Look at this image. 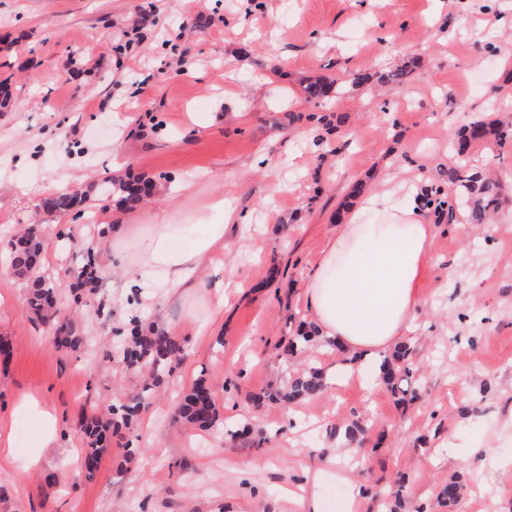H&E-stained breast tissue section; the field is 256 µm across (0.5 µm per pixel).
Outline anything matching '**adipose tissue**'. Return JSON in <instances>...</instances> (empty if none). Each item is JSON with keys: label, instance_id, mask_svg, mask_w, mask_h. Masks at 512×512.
Segmentation results:
<instances>
[{"label": "adipose tissue", "instance_id": "obj_1", "mask_svg": "<svg viewBox=\"0 0 512 512\" xmlns=\"http://www.w3.org/2000/svg\"><path fill=\"white\" fill-rule=\"evenodd\" d=\"M424 205L417 189L404 201L383 190L362 195L306 278L310 320L340 349L346 374L364 375L412 330L433 236ZM213 207L223 211V223L152 224L135 237L128 225L108 226L110 241L128 245L114 255L123 271L117 288L141 290L147 305L146 288L176 297L199 287L201 269L224 253L225 226L237 220L224 200Z\"/></svg>", "mask_w": 512, "mask_h": 512}]
</instances>
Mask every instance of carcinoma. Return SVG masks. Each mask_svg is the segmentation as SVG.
I'll return each instance as SVG.
<instances>
[{
  "mask_svg": "<svg viewBox=\"0 0 512 512\" xmlns=\"http://www.w3.org/2000/svg\"><path fill=\"white\" fill-rule=\"evenodd\" d=\"M412 68L404 63L393 69L384 71L376 76L366 73H355L352 75V86L361 87L372 79H377L383 84H396L404 82L411 74ZM337 80L328 76H318L309 81L305 86L307 100L319 103L330 97ZM499 132L497 121H477L469 126L462 136V141L469 139H482L490 137ZM458 193L457 198L465 202L469 210V220L473 224H482L486 221L490 210L499 205V192L495 183L479 177L475 173L457 175ZM108 185L115 186V191L120 193L119 205L128 209L140 206L144 197L149 194V185L135 183L113 184V180H105ZM87 193L80 190H60L43 201L44 209L50 212L67 213L84 205ZM39 250L38 239L30 234H24L12 243L11 265L15 270L24 273L28 271L32 263L28 256ZM94 271L92 262L70 276L69 284H60V287H69L74 293L75 302L82 299V287L90 282L91 272ZM28 292L29 309L37 316L48 319L53 316L52 308L46 304V295L50 292V283L43 279L30 281ZM133 327L130 335L121 337L120 343L115 350L113 359L118 364L136 365L147 371L150 377L158 380L162 372L172 371V364L179 361L182 356L181 345L173 339L166 337L155 340V336L141 329V320L138 317L132 319ZM56 349L66 352H75L88 343V338L80 335L73 327L67 330L56 329L54 334ZM381 368L385 377V383L390 386L392 392L397 396V401H407V396L413 394L414 389L402 387V382L407 380L413 373L411 368V348L409 344L401 342L395 345L391 355L384 357ZM323 375L316 369H308L288 379L287 383L280 390L268 394H258L253 397V404L257 407L268 401H276L282 404H290L302 397L314 395L322 390ZM212 395L210 386L202 379L198 380L182 397L179 406V413L189 423L208 430L215 426L216 415L214 412L213 400H208L207 409L203 410L198 406L200 395ZM144 395L131 396L127 402L119 406H110L111 418L106 422H95L85 426L81 434L88 440V448L84 449L82 468L87 477H92L98 468L101 454L112 442V435L131 426L133 418L139 412ZM465 490V484L458 476H452L444 482L440 489V498L448 503L455 504Z\"/></svg>",
  "mask_w": 512,
  "mask_h": 512,
  "instance_id": "obj_1",
  "label": "carcinoma"
}]
</instances>
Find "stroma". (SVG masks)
Here are the masks:
<instances>
[{
    "label": "stroma",
    "instance_id": "1",
    "mask_svg": "<svg viewBox=\"0 0 512 512\" xmlns=\"http://www.w3.org/2000/svg\"><path fill=\"white\" fill-rule=\"evenodd\" d=\"M512 0H0V428L14 435L16 482L0 470V512H303L289 485L340 447L337 429L368 423L361 465L321 488L327 512L360 485L363 512L401 492L402 512H512ZM410 61L408 82L355 88L356 72ZM332 74L337 99L312 104L308 79ZM332 126L314 146L315 121ZM296 121H288V114ZM498 120L503 134L458 154L468 123ZM496 180L492 223L466 212L425 214L434 236L430 271L408 336L419 400L396 404L363 381L290 405L251 397L315 366L342 371L314 342L289 352L307 319L304 282L344 221L354 185L365 190L415 172L447 191L459 164ZM153 185L134 210L113 206L106 178ZM88 191V210L46 211L63 189ZM225 198L243 227L224 234V255L202 272L203 288L156 308L173 325L194 320L178 341L172 372L152 381L110 354L136 310L96 286L75 308L57 295L89 339L78 352L53 345L54 320L28 313L26 281L13 274L10 243L38 226L36 273L60 281L87 261V240L106 224H219ZM229 282L221 314L213 286ZM210 385L221 427L208 431L176 413L197 378ZM144 393L133 432L141 449L126 468L113 437L96 476L80 469L81 421ZM57 418L56 443L37 447L27 396ZM250 424L249 438L228 429ZM456 447L448 454L447 445ZM487 449L471 459L473 447ZM468 490L454 508L437 494L449 475Z\"/></svg>",
    "mask_w": 512,
    "mask_h": 512
}]
</instances>
